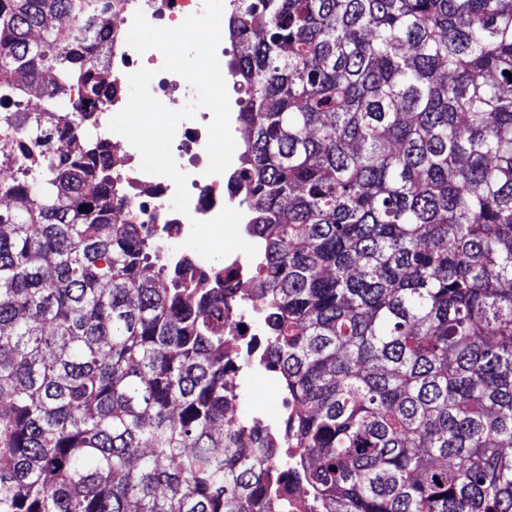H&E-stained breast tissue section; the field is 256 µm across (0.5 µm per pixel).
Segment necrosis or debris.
Returning <instances> with one entry per match:
<instances>
[{
	"label": "necrosis or debris",
	"mask_w": 512,
	"mask_h": 512,
	"mask_svg": "<svg viewBox=\"0 0 512 512\" xmlns=\"http://www.w3.org/2000/svg\"><path fill=\"white\" fill-rule=\"evenodd\" d=\"M139 11L151 25L173 28L188 16L202 13L203 0H121L111 30L97 34L99 45L110 53L112 96L97 103L92 112L95 130L108 142L114 138L109 128L111 115L126 105L129 99L128 76L139 68L153 71L149 90L162 104L185 105L196 94L195 87L184 77L164 71L161 51L151 49L141 54L128 44L125 34ZM212 121L210 113H196L194 118L178 126L172 143V154L179 168L188 176L190 201L189 212L185 215L172 207L176 191L173 181L142 171L140 152L131 143H123L120 163L112 170V194L121 201L115 214L123 223L155 225L162 229L163 240L170 243L171 239L182 234L191 220H212L229 202L237 199L234 181L206 172L209 162L206 145Z\"/></svg>",
	"instance_id": "4bbe7bcc"
}]
</instances>
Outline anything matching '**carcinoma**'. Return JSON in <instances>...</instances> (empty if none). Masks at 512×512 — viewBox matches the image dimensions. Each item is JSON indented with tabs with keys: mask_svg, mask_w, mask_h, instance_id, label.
Segmentation results:
<instances>
[{
	"mask_svg": "<svg viewBox=\"0 0 512 512\" xmlns=\"http://www.w3.org/2000/svg\"><path fill=\"white\" fill-rule=\"evenodd\" d=\"M88 2L0 0V128L47 148L0 156V512H294L290 473L305 512H512V0H231L274 429L224 289L112 222ZM241 326H245L246 331H241ZM224 329L225 334L229 331V336H236L235 345L242 349L250 339L251 334H256L251 326L240 317L239 307L229 309L224 308ZM241 336V337H240ZM242 393L251 416L256 415L265 423L278 425L284 413L282 400L286 393L275 373L265 372L255 363L244 373Z\"/></svg>",
	"mask_w": 512,
	"mask_h": 512,
	"instance_id": "cac0c4a2",
	"label": "carcinoma"
}]
</instances>
